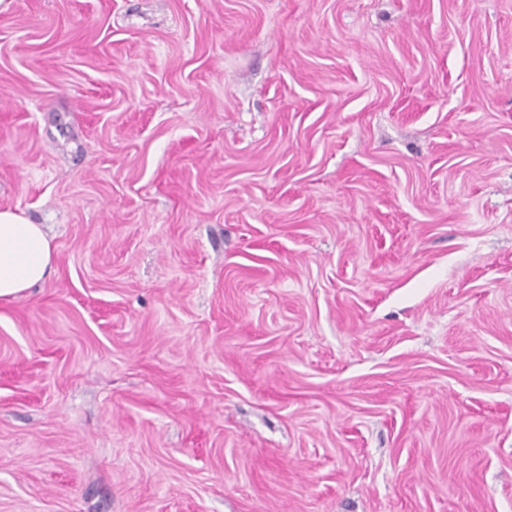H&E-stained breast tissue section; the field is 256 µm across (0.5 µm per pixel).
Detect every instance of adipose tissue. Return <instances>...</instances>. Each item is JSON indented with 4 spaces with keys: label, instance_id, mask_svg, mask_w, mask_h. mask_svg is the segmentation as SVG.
Instances as JSON below:
<instances>
[{
    "label": "adipose tissue",
    "instance_id": "ef3b65f1",
    "mask_svg": "<svg viewBox=\"0 0 512 512\" xmlns=\"http://www.w3.org/2000/svg\"><path fill=\"white\" fill-rule=\"evenodd\" d=\"M51 240L15 210H0V300L17 298L52 271Z\"/></svg>",
    "mask_w": 512,
    "mask_h": 512
}]
</instances>
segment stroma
<instances>
[{"label": "stroma", "mask_w": 512, "mask_h": 512, "mask_svg": "<svg viewBox=\"0 0 512 512\" xmlns=\"http://www.w3.org/2000/svg\"><path fill=\"white\" fill-rule=\"evenodd\" d=\"M0 512H512V0H0ZM51 239L10 208L0 210V300L17 298L52 271Z\"/></svg>", "instance_id": "1"}]
</instances>
